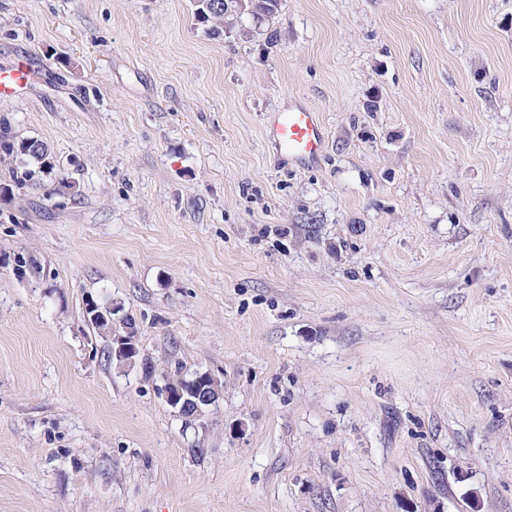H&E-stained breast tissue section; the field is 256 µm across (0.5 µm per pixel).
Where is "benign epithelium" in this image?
<instances>
[{
  "label": "benign epithelium",
  "mask_w": 512,
  "mask_h": 512,
  "mask_svg": "<svg viewBox=\"0 0 512 512\" xmlns=\"http://www.w3.org/2000/svg\"><path fill=\"white\" fill-rule=\"evenodd\" d=\"M234 13L237 17L245 14L256 16L253 0H224V13ZM112 306H102L90 299L85 304V321L91 329L111 340L109 356L120 369L136 366L140 358L138 329L134 323L122 324L123 333L116 334L112 328ZM159 395L187 424L202 422L210 408L224 395V385L209 370H197L191 379L180 378L178 383L165 382Z\"/></svg>",
  "instance_id": "obj_1"
}]
</instances>
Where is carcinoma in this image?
Returning <instances> with one entry per match:
<instances>
[{
	"instance_id": "obj_1",
	"label": "carcinoma",
	"mask_w": 512,
	"mask_h": 512,
	"mask_svg": "<svg viewBox=\"0 0 512 512\" xmlns=\"http://www.w3.org/2000/svg\"><path fill=\"white\" fill-rule=\"evenodd\" d=\"M197 21L210 25L214 34L224 32V25L235 26L236 18L224 15V10L211 9ZM0 153L16 161V167L9 172L8 182L0 181V192L11 193L31 181H38L51 174L54 164L49 157L46 145L34 139L17 138L9 132L8 123L0 124Z\"/></svg>"
}]
</instances>
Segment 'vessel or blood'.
I'll use <instances>...</instances> for the list:
<instances>
[{"label":"vessel or blood","mask_w":512,"mask_h":512,"mask_svg":"<svg viewBox=\"0 0 512 512\" xmlns=\"http://www.w3.org/2000/svg\"><path fill=\"white\" fill-rule=\"evenodd\" d=\"M32 80V72L24 65L0 71V95L26 89ZM263 138L277 157L299 168L317 164L327 144L320 112L297 99L269 113L263 126Z\"/></svg>","instance_id":"vessel-or-blood-1"}]
</instances>
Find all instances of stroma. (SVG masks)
<instances>
[{"label": "stroma", "instance_id": "1", "mask_svg": "<svg viewBox=\"0 0 512 512\" xmlns=\"http://www.w3.org/2000/svg\"><path fill=\"white\" fill-rule=\"evenodd\" d=\"M193 10L0 0V118L75 184L0 199V512H512V0ZM197 370L200 426L158 394ZM224 1V9L216 10H206L205 15L199 16L197 13L195 14L197 21L202 24H209L210 30L213 34L220 35L222 32L230 33L232 28H229L227 25L235 27L237 25L236 18L234 16H225L226 14L232 12L236 14L237 19L240 20L244 14L251 15L255 18L256 13L253 7L254 1L252 0H223ZM222 1V2H223ZM227 22V25L224 26V23ZM33 81V74L27 65H18L7 71H0V95H8L26 89ZM263 138L277 157L298 168L317 164L327 144L320 112L297 99L269 113L263 126ZM109 312L114 314L115 308L101 306L95 300L88 299V303L85 304V321L99 335L111 340L109 356L112 363L115 362L119 369L135 367L140 358L136 323L123 322L124 334H115L112 328V315L110 316Z\"/></svg>", "mask_w": 512, "mask_h": 512}]
</instances>
